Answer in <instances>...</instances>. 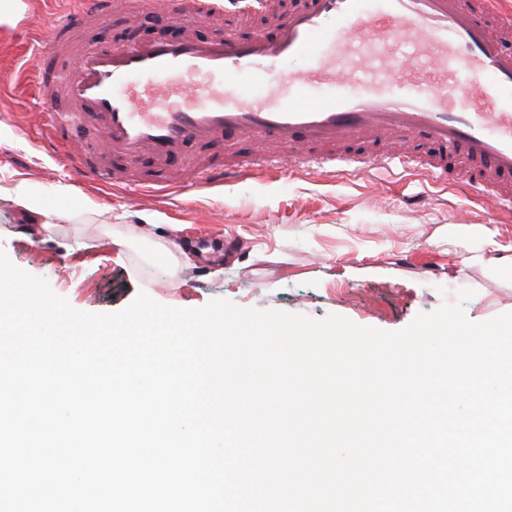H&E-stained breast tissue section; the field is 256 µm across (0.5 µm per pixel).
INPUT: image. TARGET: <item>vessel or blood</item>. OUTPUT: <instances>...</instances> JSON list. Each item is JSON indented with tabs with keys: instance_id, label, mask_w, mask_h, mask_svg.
I'll return each instance as SVG.
<instances>
[{
	"instance_id": "1",
	"label": "vessel or blood",
	"mask_w": 512,
	"mask_h": 512,
	"mask_svg": "<svg viewBox=\"0 0 512 512\" xmlns=\"http://www.w3.org/2000/svg\"><path fill=\"white\" fill-rule=\"evenodd\" d=\"M299 0L274 16V38L131 42L87 49L68 66L54 63L77 22H106L114 0H70L39 55L38 78L52 149L72 166L98 176L80 149L78 126L66 137L56 130L64 96L72 111L89 114L102 156L131 165L150 158L190 180L215 184L255 169L242 161L213 158L193 163L196 145L233 146L250 141L263 157L290 152L298 165L345 164L336 147L353 139L382 141L362 170L408 163L435 179L448 176V160L463 154L466 181L490 190L499 207L512 210V191L500 188L512 175V53L491 31L512 30V12L501 0ZM269 7V0H160L161 13L205 20L227 10L241 14ZM304 69H294L296 61ZM435 72L426 81L412 66ZM487 99L494 111H480ZM421 137L437 147L426 159L395 152L394 144Z\"/></svg>"
}]
</instances>
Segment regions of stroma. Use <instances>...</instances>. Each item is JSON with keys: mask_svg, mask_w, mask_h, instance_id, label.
<instances>
[{"mask_svg": "<svg viewBox=\"0 0 512 512\" xmlns=\"http://www.w3.org/2000/svg\"><path fill=\"white\" fill-rule=\"evenodd\" d=\"M68 8L67 0L51 10L41 0H0L7 43L0 51V251L74 309L114 313L144 292L174 308L225 298L395 332L467 288L469 321L512 313V215L466 186L460 156L444 183L398 166H294L223 186L186 180L147 204L135 186L170 178L151 160L126 167L124 188L79 178L64 156L42 146L44 90L35 80L37 40ZM25 9L34 14L32 38L10 29ZM225 29L240 38L276 34L262 14L179 26L201 39ZM134 37L147 35L118 9L105 27L79 24L72 47ZM23 194L37 212L21 206ZM173 239L189 246L188 257L155 262V251Z\"/></svg>", "mask_w": 512, "mask_h": 512, "instance_id": "stroma-1", "label": "stroma"}]
</instances>
